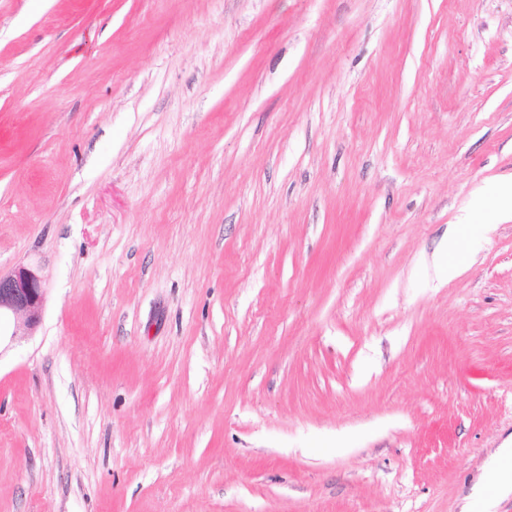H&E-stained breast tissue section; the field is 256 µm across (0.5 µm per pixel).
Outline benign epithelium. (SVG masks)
Instances as JSON below:
<instances>
[{
  "label": "benign epithelium",
  "instance_id": "obj_1",
  "mask_svg": "<svg viewBox=\"0 0 512 512\" xmlns=\"http://www.w3.org/2000/svg\"><path fill=\"white\" fill-rule=\"evenodd\" d=\"M46 288L33 268L19 264L0 273V341L32 335L42 322Z\"/></svg>",
  "mask_w": 512,
  "mask_h": 512
}]
</instances>
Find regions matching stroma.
<instances>
[{"label": "stroma", "mask_w": 512, "mask_h": 512, "mask_svg": "<svg viewBox=\"0 0 512 512\" xmlns=\"http://www.w3.org/2000/svg\"><path fill=\"white\" fill-rule=\"evenodd\" d=\"M510 175L512 0H0V512H463ZM466 218L460 224H453L448 228V236L440 248L439 271L441 278L451 280L459 272L460 266L470 259L467 251L464 230L467 227ZM46 288L37 270L19 264L0 272V351L2 340L32 335L42 322Z\"/></svg>", "instance_id": "1"}]
</instances>
